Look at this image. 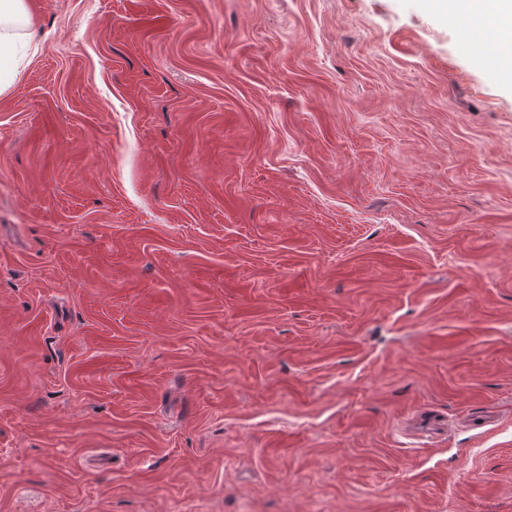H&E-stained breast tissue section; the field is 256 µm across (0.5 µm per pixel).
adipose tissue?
Masks as SVG:
<instances>
[{
	"label": "adipose tissue",
	"mask_w": 512,
	"mask_h": 512,
	"mask_svg": "<svg viewBox=\"0 0 512 512\" xmlns=\"http://www.w3.org/2000/svg\"><path fill=\"white\" fill-rule=\"evenodd\" d=\"M454 16L464 18L482 36L498 74L512 78V0H448Z\"/></svg>",
	"instance_id": "1"
}]
</instances>
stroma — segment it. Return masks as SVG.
<instances>
[{
  "instance_id": "stroma-1",
  "label": "stroma",
  "mask_w": 512,
  "mask_h": 512,
  "mask_svg": "<svg viewBox=\"0 0 512 512\" xmlns=\"http://www.w3.org/2000/svg\"><path fill=\"white\" fill-rule=\"evenodd\" d=\"M0 91V512H512V85L438 0H27Z\"/></svg>"
}]
</instances>
